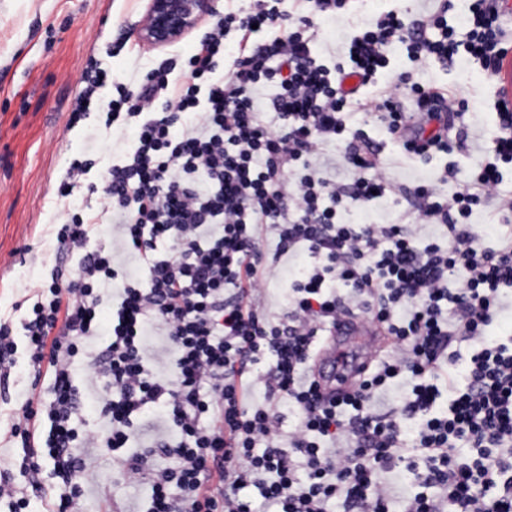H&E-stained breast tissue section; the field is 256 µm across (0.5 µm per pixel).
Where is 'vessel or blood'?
I'll use <instances>...</instances> for the list:
<instances>
[{"instance_id": "1", "label": "vessel or blood", "mask_w": 512, "mask_h": 512, "mask_svg": "<svg viewBox=\"0 0 512 512\" xmlns=\"http://www.w3.org/2000/svg\"><path fill=\"white\" fill-rule=\"evenodd\" d=\"M390 343L383 331L356 314L337 320L314 365L325 394H346L357 388L372 357Z\"/></svg>"}]
</instances>
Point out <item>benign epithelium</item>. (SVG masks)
Here are the masks:
<instances>
[{"mask_svg":"<svg viewBox=\"0 0 512 512\" xmlns=\"http://www.w3.org/2000/svg\"><path fill=\"white\" fill-rule=\"evenodd\" d=\"M218 15V0H148L137 38L151 48H169Z\"/></svg>","mask_w":512,"mask_h":512,"instance_id":"1","label":"benign epithelium"}]
</instances>
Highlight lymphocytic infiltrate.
<instances>
[{
  "label": "lymphocytic infiltrate",
  "instance_id": "obj_1",
  "mask_svg": "<svg viewBox=\"0 0 512 512\" xmlns=\"http://www.w3.org/2000/svg\"><path fill=\"white\" fill-rule=\"evenodd\" d=\"M280 2L246 0L198 43L185 78L158 66L139 90L117 86L107 104L105 128L133 126L137 138L108 168L97 206L60 219L59 249L84 255L77 276L37 283L21 323L30 363L50 384L46 396L29 395L11 434L25 450L21 470L38 473L47 461L59 480L45 512H70L73 473L97 466L79 448L103 449L127 484L149 482V512H254L251 486L266 512H328L333 500L348 512H391L383 475L399 463L422 487L405 512H512V345L490 336L512 313V225H498L488 250L471 222L491 201L512 213L501 191L512 108L496 107L494 160L462 190L438 191L456 178L451 166L413 191L410 222L346 218L393 192L365 134L347 142V109L425 162L465 146L466 109L451 90L384 80L393 49L423 65L463 54L492 70L512 49L507 18L496 0H465L461 32L447 10L414 26L392 9L344 34L342 54L328 61L313 19L343 23L356 0H308L298 13ZM274 28L278 36L259 40ZM231 34L237 54L222 73ZM260 84L277 89L271 110L254 95ZM339 143L354 174L348 188L323 160ZM102 224L114 242L88 250ZM437 225L447 246L423 244ZM298 255L272 315L265 297L277 265ZM349 311L364 312L391 343L358 389L328 399L312 365ZM155 334L166 338L167 360L148 350ZM94 336L105 339L91 363L103 433L77 425L74 359L79 340ZM257 384L261 404L248 399ZM394 385L405 393L401 409L380 411L379 392ZM149 410L173 435L160 450L175 466L152 469L136 450Z\"/></svg>",
  "mask_w": 512,
  "mask_h": 512
}]
</instances>
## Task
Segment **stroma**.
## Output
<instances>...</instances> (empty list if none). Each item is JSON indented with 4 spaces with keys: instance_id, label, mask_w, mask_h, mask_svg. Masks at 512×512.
<instances>
[{
    "instance_id": "obj_1",
    "label": "stroma",
    "mask_w": 512,
    "mask_h": 512,
    "mask_svg": "<svg viewBox=\"0 0 512 512\" xmlns=\"http://www.w3.org/2000/svg\"><path fill=\"white\" fill-rule=\"evenodd\" d=\"M146 4L147 0H0V323L10 324L16 343L11 374L0 378V474L11 473L19 488L26 485L19 472L23 450L10 428L33 380L20 320L35 301V284L50 279L54 266L77 269L78 255L56 248V224L65 208H81L92 199L87 188L65 197L59 186L70 163L91 150L96 165L88 179L98 181L113 152L134 137L130 131L112 134L101 125L99 109L113 93L109 85L99 89L87 118L71 123L81 76L95 60L109 68L116 81L133 88L147 70L169 59L181 77L185 59L205 35L197 30L167 50L143 46L136 30ZM395 65L410 81L444 84L460 93L470 123L468 151L440 153L425 165L403 156L383 129L363 125L360 115H348L347 124L365 129L379 146L395 188L414 189L451 164L459 174L441 189L453 193L490 160L484 144L494 133V84L487 70L461 57L445 68L421 67L401 51ZM77 480L84 494L75 512L148 508V488L128 485L112 463L78 474Z\"/></svg>"
}]
</instances>
